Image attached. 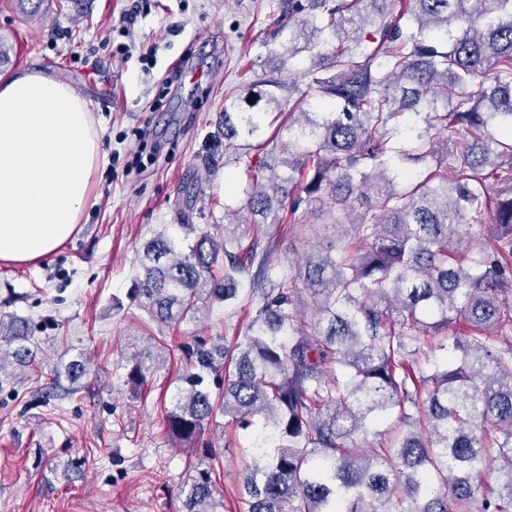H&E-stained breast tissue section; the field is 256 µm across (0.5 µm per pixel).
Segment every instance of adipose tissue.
Wrapping results in <instances>:
<instances>
[{
	"label": "adipose tissue",
	"mask_w": 512,
	"mask_h": 512,
	"mask_svg": "<svg viewBox=\"0 0 512 512\" xmlns=\"http://www.w3.org/2000/svg\"><path fill=\"white\" fill-rule=\"evenodd\" d=\"M102 135L86 100L54 76L0 77L1 263H37L71 238L107 162Z\"/></svg>",
	"instance_id": "obj_1"
}]
</instances>
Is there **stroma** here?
Returning <instances> with one entry per match:
<instances>
[{
  "label": "stroma",
  "instance_id": "stroma-1",
  "mask_svg": "<svg viewBox=\"0 0 512 512\" xmlns=\"http://www.w3.org/2000/svg\"><path fill=\"white\" fill-rule=\"evenodd\" d=\"M278 0H44L38 14L0 0V39L11 45L0 75L38 69L74 88L104 129L108 162L73 237L33 265L0 263V301L31 319L35 371L0 384V512H182L197 470L220 473L221 512H241L243 431L216 417L204 435L217 452L184 449L166 431L195 336H242L245 313L220 304L179 324L155 321L134 297L138 251L163 224L190 212L220 224L252 182L246 160L204 169L199 155L226 101L255 72L279 67L264 42ZM135 23L123 25L125 10ZM208 73L202 88L163 84L173 63ZM342 211L315 204L300 223L271 226L274 269L321 249ZM149 367L127 383L132 355ZM75 360L90 371L70 381Z\"/></svg>",
  "mask_w": 512,
  "mask_h": 512
}]
</instances>
